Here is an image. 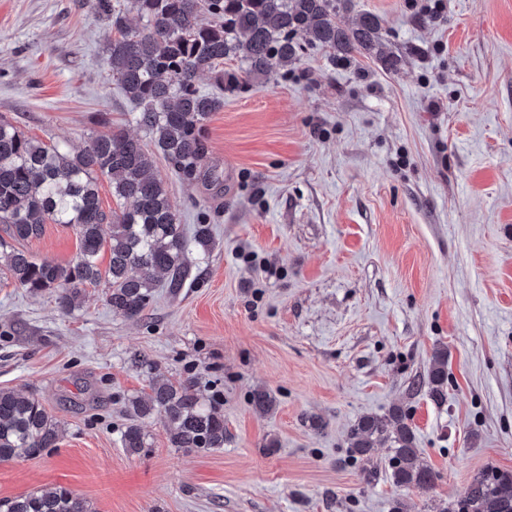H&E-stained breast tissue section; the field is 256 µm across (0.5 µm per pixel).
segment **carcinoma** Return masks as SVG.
<instances>
[{
	"instance_id": "carcinoma-1",
	"label": "carcinoma",
	"mask_w": 512,
	"mask_h": 512,
	"mask_svg": "<svg viewBox=\"0 0 512 512\" xmlns=\"http://www.w3.org/2000/svg\"><path fill=\"white\" fill-rule=\"evenodd\" d=\"M144 22L132 30L112 0H91L94 18L112 26L107 66L112 79L139 105L136 122L154 147L172 162L175 173L194 179L204 158L200 131L210 114L223 106L215 95L200 92L205 71L220 84L262 81L296 63L305 46L330 49L346 58L375 57L386 68L398 59L385 50L379 19L364 14L354 28L336 22L351 0H129ZM238 59L240 73H224V60ZM152 154L122 129L90 138L78 152L48 146L0 119V224L14 242L43 234L47 223L65 224L79 239V252L68 263L37 259L24 250L6 253L5 271L32 294L50 291L67 313L87 287L107 285L106 302L116 314L135 320L144 314L162 285L172 292L192 277L186 254L189 241L163 181L153 173ZM106 178L117 201L130 207L105 212L99 178ZM109 252L106 271L99 259ZM448 354H434L428 384L442 393ZM192 378L178 383L152 380L148 398L129 403L130 421L121 445L131 453L145 447L140 420L155 414L168 427L173 447L187 450L224 447V414L203 401ZM254 412L266 415L276 405L265 389L250 396ZM61 425L34 397L0 388V462L33 459L55 447ZM394 444L392 477L399 486L427 488L435 479L416 448L405 412L363 416L352 429L349 447L361 458L376 442ZM0 512H92L90 504L65 487L33 492L0 502ZM437 512H512V472L488 469L455 502Z\"/></svg>"
}]
</instances>
